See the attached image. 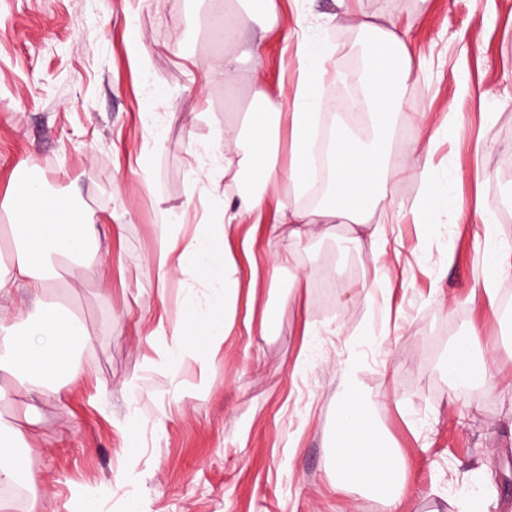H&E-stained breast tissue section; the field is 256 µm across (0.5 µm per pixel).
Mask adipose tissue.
<instances>
[{
	"instance_id": "adipose-tissue-1",
	"label": "adipose tissue",
	"mask_w": 512,
	"mask_h": 512,
	"mask_svg": "<svg viewBox=\"0 0 512 512\" xmlns=\"http://www.w3.org/2000/svg\"><path fill=\"white\" fill-rule=\"evenodd\" d=\"M358 30L370 39L363 68L365 91L360 107L371 115L380 130L392 128L399 113L406 109L402 86L411 73L412 49L398 23L359 19ZM297 54L302 73L296 84L289 113L261 112V132L249 141L251 187H238L236 200L223 201L220 182L233 167L239 133L234 125L200 142L193 151L198 169L207 178L204 187L211 200L207 223L197 225L192 236H184L179 224L162 227V245L149 261L152 280L165 285L176 276L197 269L201 286L208 288L207 301H200L196 290L185 289L179 309L180 324L173 330L158 327V335H169L162 354L163 364L181 363L187 343L184 330L205 328L206 346L219 351L230 335L233 320L210 321L212 311L226 312L239 294L237 269L226 240L242 216L262 219L268 204V190L276 183L271 125L287 121L291 133L288 174L294 193H302L313 176V158L318 150L316 125L319 112L334 94L340 93L342 80L336 67V49L315 37H302ZM331 179L328 192L311 211L288 203L281 205L268 238L273 241L267 262L272 270L283 268L285 244H301L315 234L316 223H350L356 231L348 240L355 251L387 252L379 226L373 216L388 201L398 177L407 165L395 166L390 160L388 139L364 144L348 134L335 136L329 149ZM7 229L0 231V245L10 253L7 272H0V302L9 300L15 288H24L28 304L10 312L0 311V375L16 377L22 390L42 399L63 402L77 384L82 371L74 359L77 342L89 340L86 329L72 327L58 310L46 302L52 288L46 270L53 264L65 266L73 283L82 279L79 259L100 240L103 232L121 237L123 227L104 228L90 213L72 206L63 197L46 191L42 181L20 186L7 199ZM489 279L474 285L473 296L495 298L496 277L512 273V244L494 240L485 243ZM475 333L458 337L442 369L455 383L481 381L482 391H500L501 382L490 369L473 358ZM25 428L0 419V485L20 484L34 488L36 478L26 467L21 451L29 447L28 428L37 427L38 409L25 405ZM332 488L350 487L370 493L383 512H406L407 479L402 456L386 441L356 378L353 366H346L336 386V422L330 454Z\"/></svg>"
}]
</instances>
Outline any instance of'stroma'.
I'll return each instance as SVG.
<instances>
[{
    "mask_svg": "<svg viewBox=\"0 0 512 512\" xmlns=\"http://www.w3.org/2000/svg\"><path fill=\"white\" fill-rule=\"evenodd\" d=\"M225 0H0V201L30 174L54 194L119 224L102 237L112 273L84 271L52 299L85 325L75 348L81 380L61 404H40L27 467L36 490L0 488L10 512H81L84 487L103 488V512H382L356 491L329 489L328 455L341 361L352 360L392 446L403 454L408 512H456L463 486L483 481L485 512H512V393L453 392L441 369L457 337L477 328L475 361L497 349L512 381V310L472 299L487 274L486 230L512 240V221L483 227L478 212L512 197V0H279V23L253 21L240 41L262 45L236 87L199 93L192 61L223 51L200 27ZM361 16L407 27L409 105L394 151L429 167L452 206L439 223L388 224L400 255L349 250L347 224H320L294 264L256 300L240 296L234 331L214 354L192 349L179 371L160 365L188 279L153 283L145 257L163 225L198 223L206 203L189 167L197 142L243 124L260 79L270 102L292 104L298 32L326 39L340 67L365 52ZM163 93L161 128L144 122L148 93ZM251 251H244L243 239ZM238 277L266 269L265 225L243 218L227 240ZM278 328L246 332L266 302ZM331 326L304 346L303 323ZM136 389H129V381ZM141 447H131V439Z\"/></svg>",
    "mask_w": 512,
    "mask_h": 512,
    "instance_id": "1",
    "label": "stroma"
}]
</instances>
